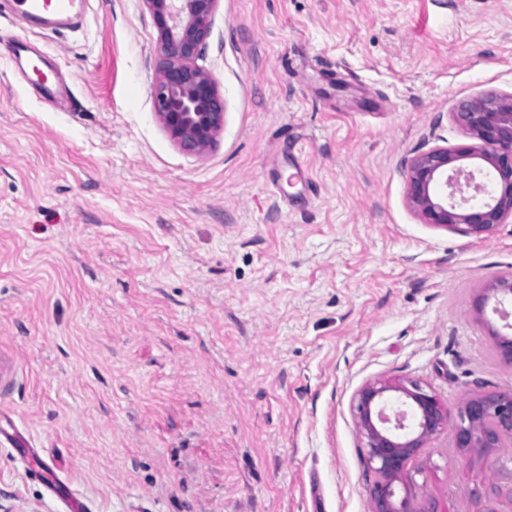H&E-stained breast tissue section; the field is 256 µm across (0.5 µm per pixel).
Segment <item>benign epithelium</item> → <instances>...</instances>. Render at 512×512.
Returning a JSON list of instances; mask_svg holds the SVG:
<instances>
[{"instance_id":"7a95c632","label":"benign epithelium","mask_w":512,"mask_h":512,"mask_svg":"<svg viewBox=\"0 0 512 512\" xmlns=\"http://www.w3.org/2000/svg\"><path fill=\"white\" fill-rule=\"evenodd\" d=\"M157 29L156 114L189 154L211 148L224 126V99L198 64L219 0H143ZM469 143L435 147L406 166L408 199L426 224L486 238L512 219V94L485 92L451 113ZM500 361L512 367V337L495 334ZM354 416L375 479L372 512H450L435 500L420 506L411 491L410 459L443 429L471 465L512 442V389L465 399L456 413L420 382L378 379L357 392ZM474 512H512V467L473 480Z\"/></svg>"}]
</instances>
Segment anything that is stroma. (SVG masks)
Here are the masks:
<instances>
[{
	"label": "stroma",
	"instance_id": "1",
	"mask_svg": "<svg viewBox=\"0 0 512 512\" xmlns=\"http://www.w3.org/2000/svg\"><path fill=\"white\" fill-rule=\"evenodd\" d=\"M0 0V415L54 458L86 512H371L353 400L413 379L456 408L512 388L502 320L512 221L424 223L416 154L512 93V0H219L203 66L224 128L184 153L158 120L142 0H86L37 29L68 94L42 100ZM432 438L419 494L473 512L476 467ZM0 447V512H56Z\"/></svg>",
	"mask_w": 512,
	"mask_h": 512
}]
</instances>
